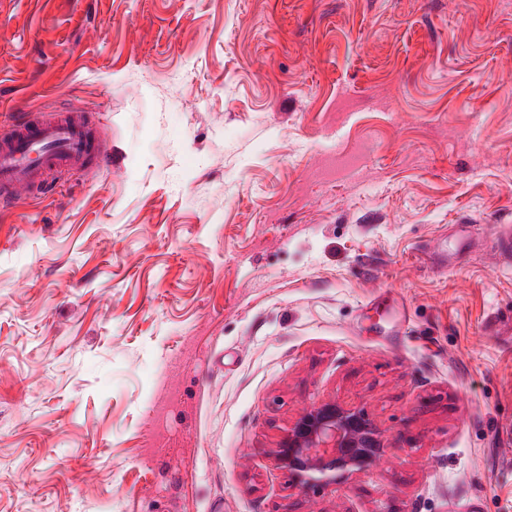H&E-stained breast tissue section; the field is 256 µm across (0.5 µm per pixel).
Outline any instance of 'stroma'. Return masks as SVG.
<instances>
[{
  "label": "stroma",
  "mask_w": 512,
  "mask_h": 512,
  "mask_svg": "<svg viewBox=\"0 0 512 512\" xmlns=\"http://www.w3.org/2000/svg\"><path fill=\"white\" fill-rule=\"evenodd\" d=\"M509 90L512 0H0V126L105 149L0 207V512H512ZM382 448L381 431L362 409L327 400L313 403L294 421L279 444L277 459L294 485L309 489L336 470H373Z\"/></svg>",
  "instance_id": "obj_1"
}]
</instances>
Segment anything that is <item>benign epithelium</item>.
I'll list each match as a JSON object with an SVG mask.
<instances>
[{
  "instance_id": "benign-epithelium-1",
  "label": "benign epithelium",
  "mask_w": 512,
  "mask_h": 512,
  "mask_svg": "<svg viewBox=\"0 0 512 512\" xmlns=\"http://www.w3.org/2000/svg\"><path fill=\"white\" fill-rule=\"evenodd\" d=\"M384 447L381 431L362 409L318 401L288 429L277 459L294 485L309 489L336 470L356 474L374 469Z\"/></svg>"
}]
</instances>
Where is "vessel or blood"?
<instances>
[{
    "label": "vessel or blood",
    "instance_id": "1",
    "mask_svg": "<svg viewBox=\"0 0 512 512\" xmlns=\"http://www.w3.org/2000/svg\"><path fill=\"white\" fill-rule=\"evenodd\" d=\"M101 155L97 126L84 109L25 114L0 129V201L50 193L58 176L83 170Z\"/></svg>",
    "mask_w": 512,
    "mask_h": 512
}]
</instances>
